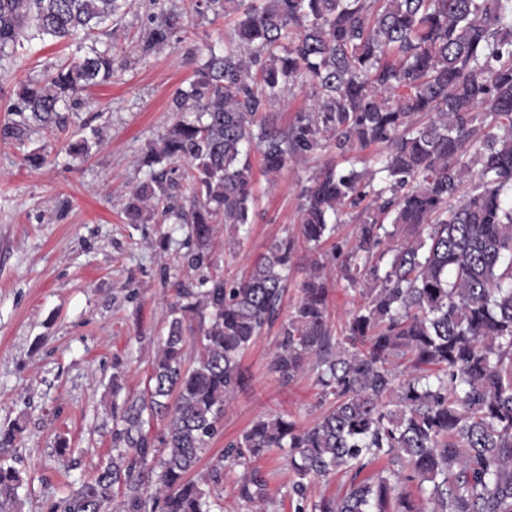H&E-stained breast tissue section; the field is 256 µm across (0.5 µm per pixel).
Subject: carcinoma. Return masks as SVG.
Returning <instances> with one entry per match:
<instances>
[{"label":"carcinoma","mask_w":512,"mask_h":512,"mask_svg":"<svg viewBox=\"0 0 512 512\" xmlns=\"http://www.w3.org/2000/svg\"><path fill=\"white\" fill-rule=\"evenodd\" d=\"M125 3L0 0V54L23 39L77 41L67 63L22 86L20 120L1 136L20 140L33 123L66 126L68 101L112 79V54L85 42ZM192 10L233 17V32L174 91L176 120L143 157L186 162V185L162 173L134 189L126 223L158 216L189 225L194 249L184 263L199 270L218 225L226 244H239L256 217L251 148L276 176L328 147L378 146L354 157L378 168L327 162L300 193L299 236L311 250L348 210L364 219L348 250L309 266L283 321L294 235L271 244L241 279L175 282L145 393L112 403V456L49 512H213L217 501L189 473L245 385L243 355L277 321L269 371L289 384L311 368L333 401L308 426L281 414L254 421L212 458L213 483L228 464L285 448L301 502L316 480L352 474L343 494L311 512H512V0H192ZM177 24L166 17L142 50L166 43ZM297 85L311 104L280 129L270 114ZM340 279L372 287L360 289L337 339L329 282ZM154 421L163 429L152 437ZM384 460L375 477L359 478ZM21 484L19 469L0 462V512H18ZM123 486L129 494L119 501ZM238 495L266 501L258 470H244Z\"/></svg>","instance_id":"carcinoma-1"}]
</instances>
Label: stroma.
Listing matches in <instances>:
<instances>
[{
  "mask_svg": "<svg viewBox=\"0 0 512 512\" xmlns=\"http://www.w3.org/2000/svg\"><path fill=\"white\" fill-rule=\"evenodd\" d=\"M188 3L127 0L123 15L100 37L112 47L111 80L78 94L65 128L36 126L21 142L0 137V426L17 420L25 428L0 458L22 471V512H47L51 502L94 477L111 454L112 383L120 381L121 398L143 395L176 299L173 284L193 275L182 262L187 229L157 219L128 224L122 214L128 191L152 178L140 158L174 123L168 103L191 79L195 52L222 48L230 29L224 19L196 17ZM164 11L180 14L179 28L168 43L142 54L136 43ZM69 56L47 37L24 41L0 58V125L12 118L19 86ZM79 136L91 149L75 158L65 147ZM39 148L47 162L29 169L23 158ZM337 157L331 149L308 155L272 180L259 153H252L254 209L261 219L240 245L214 250L216 271L239 278L274 241L296 232L302 187ZM358 225L348 214L321 250L298 245L282 313L301 295L304 268L349 248ZM278 340L277 327L265 328L244 354L247 383L225 410L224 432L192 479L206 481L212 455L257 417L280 413L306 425L325 410L314 372L288 385L269 373ZM60 436L73 447L66 463L55 449ZM256 466L267 481V512H297L284 452L271 450Z\"/></svg>",
  "mask_w": 512,
  "mask_h": 512,
  "instance_id": "stroma-1",
  "label": "stroma"
}]
</instances>
